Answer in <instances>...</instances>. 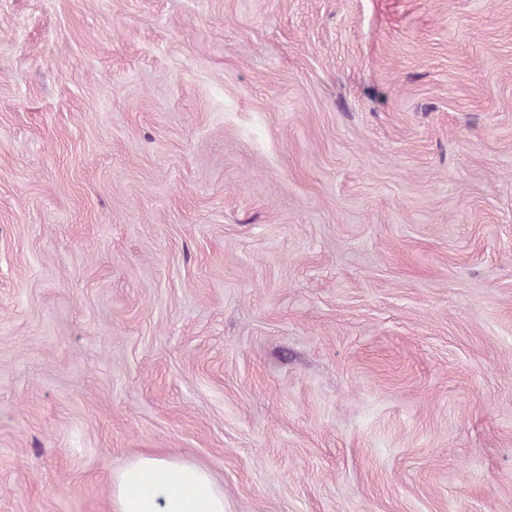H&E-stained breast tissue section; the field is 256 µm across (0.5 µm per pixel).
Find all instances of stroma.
<instances>
[{"label":"stroma","instance_id":"stroma-1","mask_svg":"<svg viewBox=\"0 0 512 512\" xmlns=\"http://www.w3.org/2000/svg\"><path fill=\"white\" fill-rule=\"evenodd\" d=\"M145 451L512 512V0H0V512Z\"/></svg>","mask_w":512,"mask_h":512}]
</instances>
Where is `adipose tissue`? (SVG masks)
<instances>
[{
	"label": "adipose tissue",
	"instance_id": "1",
	"mask_svg": "<svg viewBox=\"0 0 512 512\" xmlns=\"http://www.w3.org/2000/svg\"><path fill=\"white\" fill-rule=\"evenodd\" d=\"M112 512H224V494L204 468L142 453L113 474Z\"/></svg>",
	"mask_w": 512,
	"mask_h": 512
}]
</instances>
